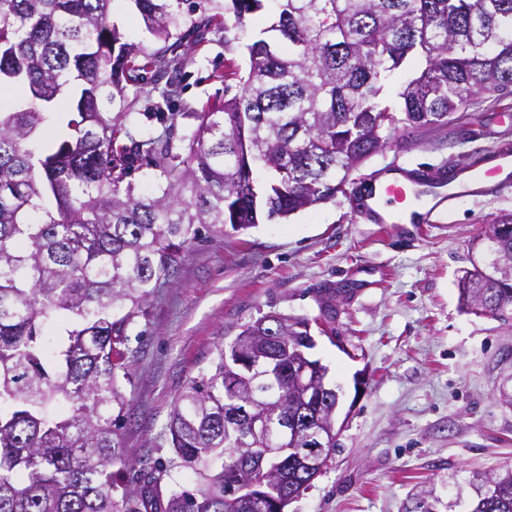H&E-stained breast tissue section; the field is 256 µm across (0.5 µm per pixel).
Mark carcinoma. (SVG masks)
<instances>
[{"instance_id": "cac0c4a2", "label": "carcinoma", "mask_w": 512, "mask_h": 512, "mask_svg": "<svg viewBox=\"0 0 512 512\" xmlns=\"http://www.w3.org/2000/svg\"><path fill=\"white\" fill-rule=\"evenodd\" d=\"M273 2L272 23L250 17ZM157 41L129 43L112 0H0V512H272L324 457L336 393L304 400L295 364L309 321L270 312L190 380L169 420L175 459L113 494L135 318L202 230L219 237L350 195L389 129H438L482 98L512 95V0H131ZM224 31L243 65L213 75L224 105H186L143 130L128 86L179 100L199 34ZM408 68L401 106L384 83ZM182 133L175 135V122ZM150 191L125 181L140 160ZM462 307L512 320V214L477 236ZM288 403V451L237 456L249 386ZM193 488L159 498L158 476ZM469 512H512V467L479 479Z\"/></svg>"}]
</instances>
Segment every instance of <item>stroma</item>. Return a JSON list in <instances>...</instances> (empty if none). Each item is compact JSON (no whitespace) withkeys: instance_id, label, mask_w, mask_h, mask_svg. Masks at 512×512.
Masks as SVG:
<instances>
[{"instance_id":"obj_1","label":"stroma","mask_w":512,"mask_h":512,"mask_svg":"<svg viewBox=\"0 0 512 512\" xmlns=\"http://www.w3.org/2000/svg\"><path fill=\"white\" fill-rule=\"evenodd\" d=\"M241 58L240 46L225 49L223 35L207 33L170 111L221 106L212 77ZM503 143L512 144V95L445 128L391 131L354 177L397 163L453 172ZM352 210L341 196L284 221L202 236L182 252L134 326L131 378L120 383L127 463L113 469L117 491L172 458L174 402L219 347L272 310L319 317L327 286L346 294L333 335L312 329V354L342 388L341 430L321 474L286 512H405L429 486L467 503L474 474L512 467V405L500 399L512 389V321L464 310L456 286L484 225L512 214V187L444 207L431 224H368Z\"/></svg>"}]
</instances>
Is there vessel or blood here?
Returning a JSON list of instances; mask_svg holds the SVG:
<instances>
[{
  "instance_id": "vessel-or-blood-1",
  "label": "vessel or blood",
  "mask_w": 512,
  "mask_h": 512,
  "mask_svg": "<svg viewBox=\"0 0 512 512\" xmlns=\"http://www.w3.org/2000/svg\"><path fill=\"white\" fill-rule=\"evenodd\" d=\"M512 186V146L503 145L491 153L476 157L463 174L447 177L446 173L428 168H387L368 181L358 196V208L374 223L394 224L424 221L415 209L424 198L455 200L486 196Z\"/></svg>"
}]
</instances>
